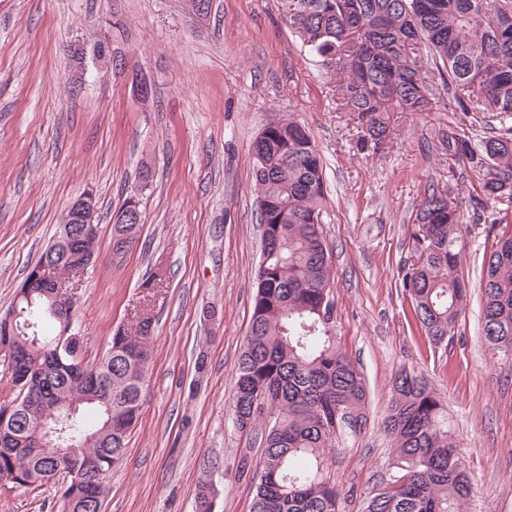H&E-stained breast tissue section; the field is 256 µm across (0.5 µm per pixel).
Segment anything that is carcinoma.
<instances>
[{"label": "carcinoma", "mask_w": 512, "mask_h": 512, "mask_svg": "<svg viewBox=\"0 0 512 512\" xmlns=\"http://www.w3.org/2000/svg\"><path fill=\"white\" fill-rule=\"evenodd\" d=\"M290 28L336 80V96L356 114L361 141L379 147L390 135L388 113L430 110L436 69L468 116L512 115V0H288ZM475 144L448 128V172L477 182L476 208L512 204V126L496 127ZM252 176L263 226L250 328L238 363L231 409L236 427L255 430L261 448L250 512H342L341 493L328 477L336 438L366 423V388L354 363L336 347L330 298L331 255L323 237V161L293 116L265 124L253 146ZM416 260L402 269L401 286L432 345H448L467 297L459 277L460 206L445 189L427 192L415 215ZM140 224L112 225V254H124ZM38 263H75L98 238L74 237ZM23 320L26 336L0 333V355L28 403L0 405V480L9 489L61 484L60 512H101L106 476L125 455L140 408L156 324L137 319L113 331L101 360L83 364L73 318L51 315L54 301ZM482 337L512 363V235L501 237L483 265ZM386 420L391 465L399 475L367 499L365 512H463L473 494L466 467L448 430L444 407L427 380L407 369L394 379ZM80 402L95 411L65 422L67 458L10 447L42 425L41 401ZM91 460L95 468L83 470ZM213 488L199 487L196 512H212Z\"/></svg>", "instance_id": "1"}]
</instances>
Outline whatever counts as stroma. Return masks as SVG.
Segmentation results:
<instances>
[{
	"instance_id": "1",
	"label": "stroma",
	"mask_w": 512,
	"mask_h": 512,
	"mask_svg": "<svg viewBox=\"0 0 512 512\" xmlns=\"http://www.w3.org/2000/svg\"><path fill=\"white\" fill-rule=\"evenodd\" d=\"M109 37L110 71L71 92L77 39ZM151 86L140 99L134 77ZM431 109L393 112L378 149L339 105L322 66L292 33L283 0H0V311L52 243L69 202L98 201V262L81 276L74 321L83 359L104 354L139 311L156 323L139 417L102 512H195L199 485L215 512H250L238 460L255 440L232 421L238 358L262 256L251 148L270 120L293 114L324 165L323 228L332 261L336 345L363 375L367 422L336 443L329 469L343 512H362L392 475L384 420L400 369L422 373L475 485L465 512H512V365L481 338V267L512 206L475 220L470 182L448 174L440 139L459 125L437 72ZM460 204L458 273L467 301L447 347L431 346L400 284L428 185ZM139 190L143 222L113 259L112 214ZM169 277L153 285L151 274ZM57 490L0 488V512H57Z\"/></svg>"
}]
</instances>
